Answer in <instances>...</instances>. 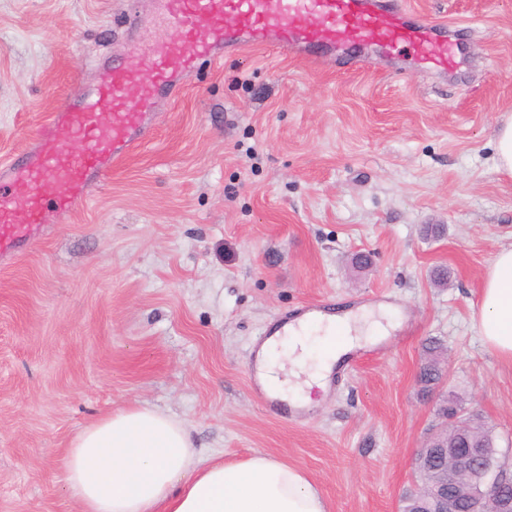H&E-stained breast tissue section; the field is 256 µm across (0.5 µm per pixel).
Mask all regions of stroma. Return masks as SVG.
Masks as SVG:
<instances>
[{
    "label": "stroma",
    "instance_id": "35a3bbf8",
    "mask_svg": "<svg viewBox=\"0 0 512 512\" xmlns=\"http://www.w3.org/2000/svg\"><path fill=\"white\" fill-rule=\"evenodd\" d=\"M157 0H0V160L21 153L97 59L177 38ZM466 50L448 77L411 51L321 65L252 47L201 65L153 135L86 204L0 259V512H79L63 481L72 438L135 404L186 421L197 447L302 468L328 512H398L438 393L492 424L512 460V366L471 322L512 243V179L493 166L512 113V0H400ZM443 224L429 238L422 228ZM446 267L448 287L432 282ZM308 305L397 309L388 352L360 360L305 415L250 384L251 346ZM429 342V347L427 348L429 349L430 357L420 367L418 376L419 382L423 385L422 390L425 392H433L435 386L441 382L445 374L441 358L442 346L436 340H430Z\"/></svg>",
    "mask_w": 512,
    "mask_h": 512
}]
</instances>
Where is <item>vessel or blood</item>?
<instances>
[{
	"instance_id": "vessel-or-blood-1",
	"label": "vessel or blood",
	"mask_w": 512,
	"mask_h": 512,
	"mask_svg": "<svg viewBox=\"0 0 512 512\" xmlns=\"http://www.w3.org/2000/svg\"><path fill=\"white\" fill-rule=\"evenodd\" d=\"M181 32L151 58L154 79L102 60L99 78L57 107L21 153L0 162V256L40 236L46 207L65 214L83 205L101 178L152 133L161 94L179 93L201 62L250 46H274L314 63L352 44L387 55L411 49L416 60L457 68L445 25L424 20L398 0H162ZM81 139L79 151L70 143Z\"/></svg>"
}]
</instances>
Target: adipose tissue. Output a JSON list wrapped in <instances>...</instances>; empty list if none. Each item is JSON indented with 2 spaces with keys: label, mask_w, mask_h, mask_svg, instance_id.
I'll return each mask as SVG.
<instances>
[{
  "label": "adipose tissue",
  "mask_w": 512,
  "mask_h": 512,
  "mask_svg": "<svg viewBox=\"0 0 512 512\" xmlns=\"http://www.w3.org/2000/svg\"><path fill=\"white\" fill-rule=\"evenodd\" d=\"M471 320L482 344L512 365V244L485 273ZM400 324L386 307L292 319L256 357L260 383L298 407L327 391L340 357ZM65 486L79 512H328L303 469L257 453L241 461L205 457L187 423L147 406L102 416L71 441Z\"/></svg>",
  "instance_id": "obj_1"
}]
</instances>
